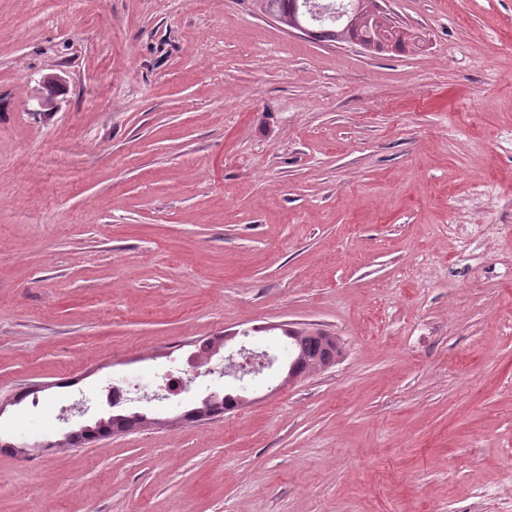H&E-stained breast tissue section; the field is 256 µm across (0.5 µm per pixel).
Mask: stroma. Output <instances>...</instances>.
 <instances>
[{
  "mask_svg": "<svg viewBox=\"0 0 512 512\" xmlns=\"http://www.w3.org/2000/svg\"><path fill=\"white\" fill-rule=\"evenodd\" d=\"M378 6L417 47L0 0V512H512V0ZM285 326L335 362L282 386ZM227 333L123 405L160 426L46 451ZM242 345L250 404L182 420ZM250 354V355H249ZM244 357L245 361H238L237 358ZM252 357H261L260 365L254 366L251 362ZM225 360L230 361L233 364L235 362H239L237 365V372L232 375L239 381H243L244 377L250 374H259L265 368H271L274 365L275 358H271L267 353L256 354L253 351L251 352L249 348L242 345L235 352L229 353L225 358Z\"/></svg>",
  "mask_w": 512,
  "mask_h": 512,
  "instance_id": "1",
  "label": "stroma"
}]
</instances>
